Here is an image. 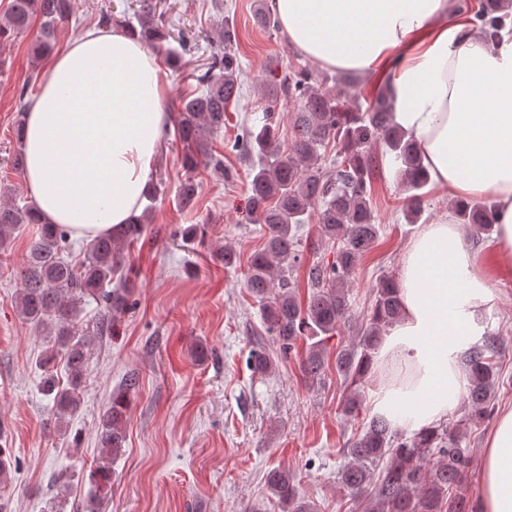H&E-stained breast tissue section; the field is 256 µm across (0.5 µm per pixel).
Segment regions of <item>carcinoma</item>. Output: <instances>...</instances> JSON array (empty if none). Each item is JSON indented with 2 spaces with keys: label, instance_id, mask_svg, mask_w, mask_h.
Here are the masks:
<instances>
[{
  "label": "carcinoma",
  "instance_id": "1",
  "mask_svg": "<svg viewBox=\"0 0 512 512\" xmlns=\"http://www.w3.org/2000/svg\"><path fill=\"white\" fill-rule=\"evenodd\" d=\"M71 0H11L0 21V39L28 30L40 19V32L32 52L39 60L53 49L59 23L72 12ZM512 0H479L466 11L468 26L492 40L506 27ZM116 19L112 11L100 16L105 26L115 24L135 32L147 45L165 50L169 65L183 67L191 52V40L178 34L180 50L169 46L170 34L156 14V6L143 4L133 20ZM221 50L211 55L205 70L196 76L197 90L183 96L174 113L176 136L183 145L184 165L193 169L198 158L211 157L209 138L224 128L227 107L240 97L241 67L234 52L236 30L231 19L216 31ZM266 105L263 117L245 124L228 144L250 166L251 182L247 203L249 221L266 227L262 249L250 257L246 288L261 306L263 331L271 336L283 354L305 341L301 370L307 379H320L328 367L325 341L338 334L349 319V293L355 270L379 239L378 214L371 202V187L383 156H391L406 184L409 198L404 208L407 223H418L424 213V189L429 177L421 161L417 142L395 122L394 96L385 89L367 104L353 94L342 100L344 91L322 86L306 67L288 71L282 79L263 84ZM297 104L288 148L281 147L275 112L280 98ZM336 158L322 164L327 148ZM198 183L188 177L180 185V204L193 206ZM458 219L477 232L494 231L491 204L455 203ZM151 207L112 233L95 238L87 246L83 261L75 265L65 258L68 234L55 224H40L20 271L21 288L16 296L19 316L35 330L49 337L43 366L62 356L68 373L60 388L47 378L46 393L52 400V415L58 430L81 408L85 391V370L93 354L95 338L105 336L127 310L131 291L129 280L112 287L125 267L126 247L139 241L146 231ZM317 214L321 236L336 245L333 258L305 262L298 244L301 224ZM39 224L34 205L0 203V245L7 244L26 224ZM305 270L307 298L299 296L293 273ZM93 300L102 312L93 327H82V304ZM401 317L395 280L379 279L371 310L358 336L336 350L334 368L347 388L344 412L352 417L359 407V393L371 373L373 357L382 336ZM490 342L473 346L466 355L469 389L465 403L468 420L476 424L492 410L491 396L499 379ZM274 356L255 351L249 363L255 371L268 373ZM137 380L131 377L113 391L112 399L99 419L100 459L92 470L95 498L112 489V462L126 443L131 395ZM350 457L339 471V479L351 496L369 501L367 512H474L463 488L469 459L460 448V437L438 425L403 438L382 418L372 420L346 449ZM269 492L284 512H315L310 501L300 497L288 469L277 467L267 474Z\"/></svg>",
  "mask_w": 512,
  "mask_h": 512
}]
</instances>
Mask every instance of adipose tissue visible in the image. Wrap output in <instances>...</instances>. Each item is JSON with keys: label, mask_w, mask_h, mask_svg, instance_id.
Returning <instances> with one entry per match:
<instances>
[{"label": "adipose tissue", "mask_w": 512, "mask_h": 512, "mask_svg": "<svg viewBox=\"0 0 512 512\" xmlns=\"http://www.w3.org/2000/svg\"><path fill=\"white\" fill-rule=\"evenodd\" d=\"M270 9L303 57L391 87L395 121L419 144L431 183L459 201L493 200L495 264L500 279L512 277V30L492 41L467 31L450 0H270ZM169 83L128 32L90 27L50 59L20 136L41 223L93 239L139 214ZM495 281L454 212L422 225L396 280L401 317L380 342L375 415L408 433L447 421L467 387L459 360L498 304ZM478 512H512V408L482 450Z\"/></svg>", "instance_id": "obj_1"}]
</instances>
